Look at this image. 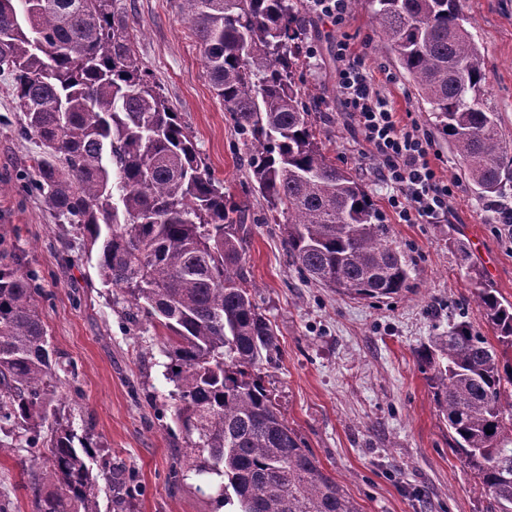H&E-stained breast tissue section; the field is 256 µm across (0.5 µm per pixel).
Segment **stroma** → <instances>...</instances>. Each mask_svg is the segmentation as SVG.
<instances>
[{"instance_id":"1","label":"stroma","mask_w":512,"mask_h":512,"mask_svg":"<svg viewBox=\"0 0 512 512\" xmlns=\"http://www.w3.org/2000/svg\"><path fill=\"white\" fill-rule=\"evenodd\" d=\"M178 0H125L140 32L143 68L192 131L202 158L241 204L253 226L244 267L255 300L269 319L280 354L263 368L278 408L362 512H493L490 496L448 446L417 354L450 322L495 332L474 299L463 270L483 271L512 302V231L487 197L461 174L427 103L376 35L369 0H350L342 21L309 12L302 34V88L317 128L338 167L356 172L411 261L407 292L352 298L299 277L254 188L244 149L206 72L202 49L177 8ZM488 70L484 102L498 113L512 144V0H462ZM372 76L404 122L431 135L430 160L455 185L443 224H403L390 208L393 190L367 157L366 146L336 85L339 44ZM21 114L7 75L0 74V246L18 255L42 288L39 312L56 366L55 402L79 437L97 441L89 461L100 512H112L104 465L125 469L136 495L126 512H221L199 480H175L185 442L174 420L173 389L164 377V337L149 322L130 323L115 289L102 285L96 257L82 238L57 223L21 189L42 146L17 133ZM466 253H458L456 242ZM27 449L0 456V500L31 512L20 464Z\"/></svg>"}]
</instances>
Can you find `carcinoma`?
<instances>
[{"instance_id": "carcinoma-1", "label": "carcinoma", "mask_w": 512, "mask_h": 512, "mask_svg": "<svg viewBox=\"0 0 512 512\" xmlns=\"http://www.w3.org/2000/svg\"><path fill=\"white\" fill-rule=\"evenodd\" d=\"M378 37L430 105L463 175L489 196L512 171L498 113L484 103L485 57L460 0H371ZM212 88L236 128L288 256L306 280L363 298L410 287V264L357 177L336 166L297 81L300 0H179ZM120 0H0V73L11 76L19 134L44 148L24 191L97 252L103 283L167 330V379L191 462L232 512H362L303 447L259 371L277 352L243 255L245 212L143 69ZM465 275L503 350L512 302ZM36 276L0 265V433L21 436L31 512H99L93 444L56 417ZM451 450L499 512H512V365L468 322L418 353ZM114 512L135 486L105 477Z\"/></svg>"}]
</instances>
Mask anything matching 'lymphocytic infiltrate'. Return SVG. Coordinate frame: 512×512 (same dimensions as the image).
I'll list each match as a JSON object with an SVG mask.
<instances>
[{"instance_id":"1","label":"lymphocytic infiltrate","mask_w":512,"mask_h":512,"mask_svg":"<svg viewBox=\"0 0 512 512\" xmlns=\"http://www.w3.org/2000/svg\"><path fill=\"white\" fill-rule=\"evenodd\" d=\"M339 88L370 155L379 162L382 178L393 189L388 203L400 222L442 223L453 188L428 159L429 134L416 124L401 123L368 76L351 62H344L339 71Z\"/></svg>"}]
</instances>
